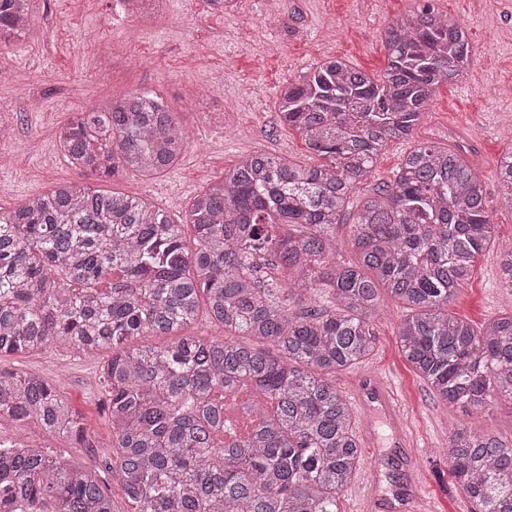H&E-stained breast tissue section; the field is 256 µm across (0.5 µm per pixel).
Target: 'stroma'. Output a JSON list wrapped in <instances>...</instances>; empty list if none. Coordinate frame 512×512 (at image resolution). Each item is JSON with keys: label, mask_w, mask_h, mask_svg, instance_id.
<instances>
[{"label": "stroma", "mask_w": 512, "mask_h": 512, "mask_svg": "<svg viewBox=\"0 0 512 512\" xmlns=\"http://www.w3.org/2000/svg\"><path fill=\"white\" fill-rule=\"evenodd\" d=\"M112 2L34 0L30 36L0 49V125L10 131L0 139L6 160L0 166V208L13 209L67 182L144 198L181 221L193 197L244 156L263 152L316 164L300 134L280 122V88L328 57L380 77L387 65L386 27L417 5V0H281L271 17L264 0H237L230 13L211 10L206 0H166L150 25L138 26L113 21ZM436 5L466 25L472 55L467 80L438 88L428 121L414 136L388 143L359 191L391 180L416 142H447L449 127H462L477 139L495 244L479 257L450 310L478 329L512 312V289L501 285L499 253L500 244L512 241V210L498 203L496 176L500 156L512 149V141L500 133L501 123L512 120V94L503 91L512 85V0H436ZM132 92L157 95L177 112L189 136L182 161L152 179L134 172L110 179L83 175L58 149L59 128L79 109ZM403 313L394 301L384 300L377 349L339 372L336 385L347 393L367 373L388 379L417 445L418 463L407 466L380 418L375 426L380 444L364 453L357 479L375 478L384 500L406 495L415 483L434 512H474L448 469V433L452 424L467 421L489 433L512 432V407L499 405L471 417L434 397L398 346ZM109 357L106 350L87 358L57 347L0 357L1 370L51 380L82 415L91 440L47 441L27 424L1 427L0 437L49 443L64 461L97 471L118 512H125L112 472V423L100 383Z\"/></svg>", "instance_id": "35a3bbf8"}]
</instances>
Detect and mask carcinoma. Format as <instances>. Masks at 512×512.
<instances>
[{
    "mask_svg": "<svg viewBox=\"0 0 512 512\" xmlns=\"http://www.w3.org/2000/svg\"><path fill=\"white\" fill-rule=\"evenodd\" d=\"M32 3L0 0V46L29 30ZM384 43L377 79L333 58L281 90V120L317 165L245 156L181 224L142 198L74 183L0 212V356L51 345L112 352L102 378L127 512H343L362 445L336 374L375 351L384 293L406 311L404 358L438 399L471 414L512 405V314L477 331L449 310L493 244L467 146L417 143L353 207L388 142L411 135L471 61L464 24L434 0L393 20ZM58 141L97 178H154L188 147L176 113L138 92L80 110ZM497 178L512 210V149ZM345 224L352 263L336 261ZM303 300L322 304L291 312ZM202 310L223 338L183 333ZM146 334L175 340L129 346ZM29 421L87 440L48 379L0 371V427ZM446 451L479 512H512V436L456 425ZM0 512L115 509L97 472L0 440Z\"/></svg>",
    "mask_w": 512,
    "mask_h": 512,
    "instance_id": "1",
    "label": "carcinoma"
}]
</instances>
